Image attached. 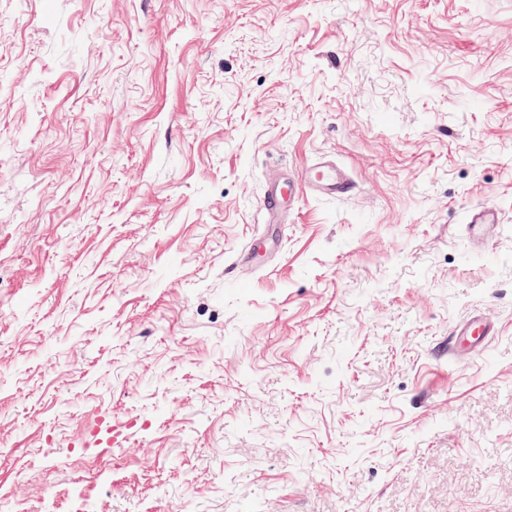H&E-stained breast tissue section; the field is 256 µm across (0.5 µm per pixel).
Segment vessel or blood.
<instances>
[{"label":"vessel or blood","mask_w":512,"mask_h":512,"mask_svg":"<svg viewBox=\"0 0 512 512\" xmlns=\"http://www.w3.org/2000/svg\"><path fill=\"white\" fill-rule=\"evenodd\" d=\"M354 188L351 174L331 158H322L308 164L299 181H286L268 187L261 201V208L268 222H276L281 206L297 192L313 197L342 198L350 195ZM502 215L493 207L481 206L470 210L465 228L471 239L479 240L488 228L501 224ZM494 332L493 324L473 316L457 326L454 334L468 348L484 352L488 349V338Z\"/></svg>","instance_id":"1"}]
</instances>
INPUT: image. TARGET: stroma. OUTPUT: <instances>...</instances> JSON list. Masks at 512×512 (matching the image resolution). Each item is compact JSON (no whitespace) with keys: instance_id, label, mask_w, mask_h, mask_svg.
I'll return each instance as SVG.
<instances>
[{"instance_id":"1","label":"stroma","mask_w":512,"mask_h":512,"mask_svg":"<svg viewBox=\"0 0 512 512\" xmlns=\"http://www.w3.org/2000/svg\"><path fill=\"white\" fill-rule=\"evenodd\" d=\"M0 501L512 512V0H0ZM354 188L351 174L332 158H320L302 171L300 189L312 197L342 198ZM299 189V185L293 180L288 179L268 187L263 194L261 201V210L269 223H275L279 215L282 203L286 198L291 199L295 196ZM502 224V214L494 207L481 206L470 210L466 216L465 228L472 240H480L492 226ZM494 325L480 318L472 316L462 322L454 330V336L466 348H473L485 353L488 349V337L493 336Z\"/></svg>"}]
</instances>
